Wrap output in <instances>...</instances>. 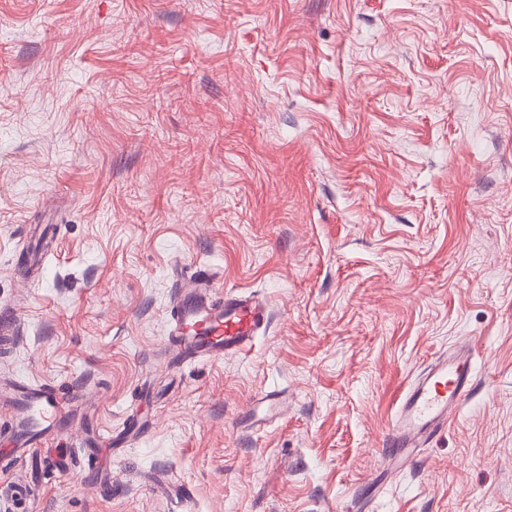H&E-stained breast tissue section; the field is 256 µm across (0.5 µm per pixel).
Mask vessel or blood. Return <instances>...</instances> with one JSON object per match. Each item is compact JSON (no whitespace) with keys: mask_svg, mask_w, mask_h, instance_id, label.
I'll return each mask as SVG.
<instances>
[{"mask_svg":"<svg viewBox=\"0 0 512 512\" xmlns=\"http://www.w3.org/2000/svg\"><path fill=\"white\" fill-rule=\"evenodd\" d=\"M268 319L266 303L254 296H213L210 290L184 285L172 314L168 338L180 361L194 363L237 354L252 347ZM477 349L465 343L438 357L409 383L382 444L390 465L413 462L419 450L446 432L474 384ZM19 424L17 447L0 458V470L26 461L46 439L70 418L72 402L55 390L19 385L7 393Z\"/></svg>","mask_w":512,"mask_h":512,"instance_id":"obj_1","label":"vessel or blood"}]
</instances>
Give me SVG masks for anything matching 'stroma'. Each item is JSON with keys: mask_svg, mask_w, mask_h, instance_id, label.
Here are the masks:
<instances>
[{"mask_svg": "<svg viewBox=\"0 0 512 512\" xmlns=\"http://www.w3.org/2000/svg\"><path fill=\"white\" fill-rule=\"evenodd\" d=\"M178 269L268 303L249 351L174 358ZM468 339L471 394L384 474ZM17 380L75 406L0 512H512V0H0ZM477 353L468 341L438 357L406 386L382 444L391 469L397 471L413 462L421 448H428L448 430L474 384Z\"/></svg>", "mask_w": 512, "mask_h": 512, "instance_id": "stroma-1", "label": "stroma"}]
</instances>
